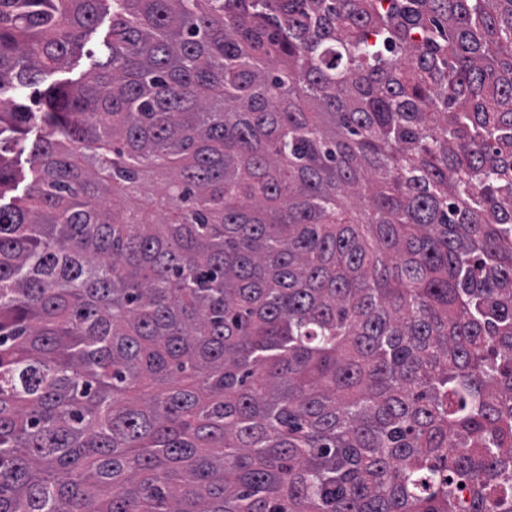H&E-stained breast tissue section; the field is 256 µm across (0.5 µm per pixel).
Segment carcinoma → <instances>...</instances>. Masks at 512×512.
<instances>
[{
  "mask_svg": "<svg viewBox=\"0 0 512 512\" xmlns=\"http://www.w3.org/2000/svg\"><path fill=\"white\" fill-rule=\"evenodd\" d=\"M0 512H512V0H0ZM89 67V61L86 60L85 56L82 59H79L78 62L70 69H66L64 71H57L52 74H48L45 77L44 82L36 88H29L25 90L24 98L25 101L30 107L36 111L39 108V99H40V90L45 89L52 83H55L60 80L72 79L75 80L80 77V75L86 71Z\"/></svg>",
  "mask_w": 512,
  "mask_h": 512,
  "instance_id": "cac0c4a2",
  "label": "carcinoma"
}]
</instances>
